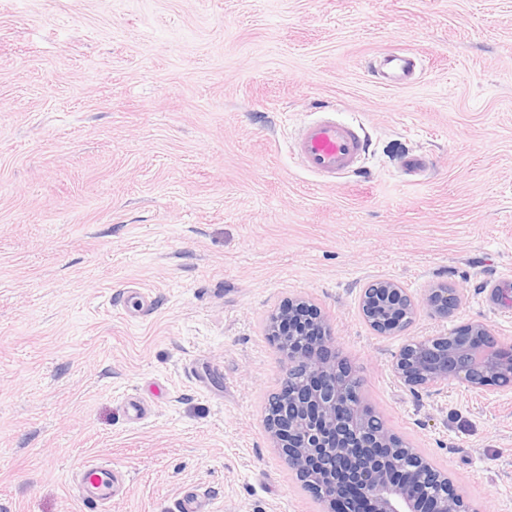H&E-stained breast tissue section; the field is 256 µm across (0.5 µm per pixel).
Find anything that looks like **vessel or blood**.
Wrapping results in <instances>:
<instances>
[{
	"label": "vessel or blood",
	"instance_id": "1",
	"mask_svg": "<svg viewBox=\"0 0 512 512\" xmlns=\"http://www.w3.org/2000/svg\"><path fill=\"white\" fill-rule=\"evenodd\" d=\"M416 68L415 57L393 52L380 57L370 70L382 83L400 87L413 79ZM366 149L361 126L328 115L304 125L293 145L299 165L327 184L353 172ZM76 481L80 497L96 510L129 489L123 472L108 463L85 465ZM176 512H218V508L212 498L190 489L178 500Z\"/></svg>",
	"mask_w": 512,
	"mask_h": 512
}]
</instances>
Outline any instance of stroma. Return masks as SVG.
<instances>
[{
    "mask_svg": "<svg viewBox=\"0 0 512 512\" xmlns=\"http://www.w3.org/2000/svg\"><path fill=\"white\" fill-rule=\"evenodd\" d=\"M391 49L411 84L368 72ZM331 110L370 148L324 186L290 144ZM381 280L466 299L382 338L359 313ZM132 290L155 300L137 318ZM291 300L393 433L512 512V385L393 373L404 342L470 323L512 345V0H0V512H90L72 475L96 461L130 487L106 512L192 488L322 512L265 429Z\"/></svg>",
    "mask_w": 512,
    "mask_h": 512,
    "instance_id": "obj_1",
    "label": "stroma"
}]
</instances>
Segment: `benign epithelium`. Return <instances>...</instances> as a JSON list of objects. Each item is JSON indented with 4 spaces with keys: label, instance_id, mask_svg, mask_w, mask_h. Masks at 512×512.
<instances>
[{
    "label": "benign epithelium",
    "instance_id": "1",
    "mask_svg": "<svg viewBox=\"0 0 512 512\" xmlns=\"http://www.w3.org/2000/svg\"><path fill=\"white\" fill-rule=\"evenodd\" d=\"M462 301L457 288L427 289L424 308L451 316ZM359 312L378 336H402L417 304L398 283L378 281L363 289ZM300 326L315 339L297 352L288 328ZM268 335L282 356L280 400L268 406L266 430L288 467L321 500L324 512H475L448 475L430 462L402 453L403 442L376 414L358 405L354 378L333 354V341L320 312L304 301L273 314ZM480 323L451 336L405 344L394 371L411 388L431 389L452 379L471 389L512 380V360Z\"/></svg>",
    "mask_w": 512,
    "mask_h": 512
}]
</instances>
